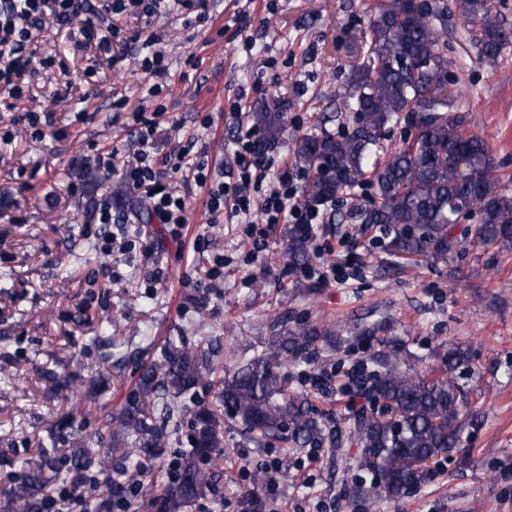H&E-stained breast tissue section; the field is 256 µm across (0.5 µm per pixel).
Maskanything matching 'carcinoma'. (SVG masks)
Wrapping results in <instances>:
<instances>
[{"instance_id":"cac0c4a2","label":"carcinoma","mask_w":512,"mask_h":512,"mask_svg":"<svg viewBox=\"0 0 512 512\" xmlns=\"http://www.w3.org/2000/svg\"><path fill=\"white\" fill-rule=\"evenodd\" d=\"M424 13L410 15L405 0H375L368 28V54L358 68L346 107L356 114L350 132L307 136L298 140L293 158L306 175L303 205L314 212L327 209L338 194L349 192L356 179L372 171L376 199L334 211L329 221L358 224L362 233H380L392 257L416 264L446 262L458 246L452 235V207L465 204L479 217L473 238L512 253V195L502 189L490 162L487 142L468 132L467 114L456 109L448 89V56L438 26L448 6L432 0ZM465 22L478 28L474 48L494 65L512 44V27L492 11L490 0H455ZM428 112V121L404 144L378 153L380 130L414 109ZM266 142H276L285 124L277 105L253 113ZM310 224H291L283 255L297 268L316 258ZM336 332L316 323L283 324L265 349L242 358L219 377L220 391L212 406L188 410L205 377L217 372L215 350L193 349L173 341L159 359L142 368L138 388L106 423L96 441L60 419L49 431L51 450L27 465L3 512H44L46 495L59 476L56 455L63 452L74 470L93 461L102 466L109 456L134 462L140 470L158 457L166 428L190 411L188 444L174 479L150 500L152 512H188L224 478L216 455L224 442V419L244 425L268 442H279L288 455L327 443L341 445L342 433L322 419L313 396L289 386L288 362L309 357L323 342L334 349ZM406 350L391 341L370 357L372 372L363 377L365 404L349 410L343 428L361 453L359 470L372 474L370 485L357 481L344 487L350 496L366 494L378 501L400 498L411 482L427 479L400 466L406 460H427L445 448L460 447V432L473 412L464 406L460 388L449 374L472 369L468 351L458 345L436 352L442 369L424 373L403 369ZM132 473H112L95 512H113L124 502Z\"/></svg>"}]
</instances>
